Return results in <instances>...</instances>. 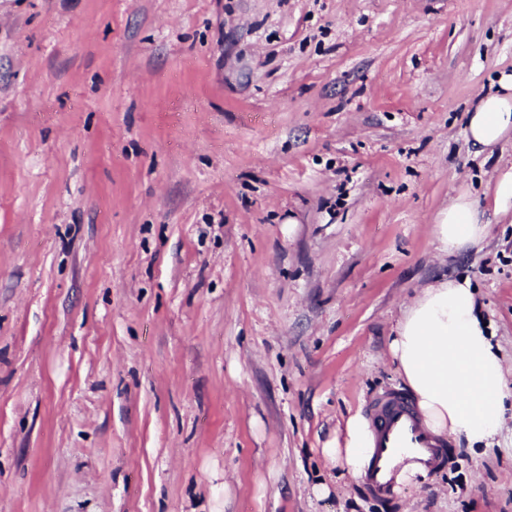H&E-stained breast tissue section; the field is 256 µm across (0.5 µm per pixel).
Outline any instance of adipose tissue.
Instances as JSON below:
<instances>
[{
  "mask_svg": "<svg viewBox=\"0 0 512 512\" xmlns=\"http://www.w3.org/2000/svg\"><path fill=\"white\" fill-rule=\"evenodd\" d=\"M498 83L496 91L480 95L465 128L468 142L487 154L512 134V74L502 75ZM433 234L440 251H456L479 245L488 225L477 201L463 192L440 211ZM390 352L430 433L452 434L471 447L495 436L501 412L512 403V387L477 314L469 279L443 278L424 286L398 319ZM371 443L368 422L356 414L325 454L344 460L358 477Z\"/></svg>",
  "mask_w": 512,
  "mask_h": 512,
  "instance_id": "obj_1",
  "label": "adipose tissue"
}]
</instances>
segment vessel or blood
I'll return each mask as SVG.
<instances>
[{
	"label": "vessel or blood",
	"instance_id": "obj_1",
	"mask_svg": "<svg viewBox=\"0 0 512 512\" xmlns=\"http://www.w3.org/2000/svg\"><path fill=\"white\" fill-rule=\"evenodd\" d=\"M373 447L363 473L369 492L380 499L393 497L405 467L429 471L446 458V443L423 427L413 404L391 392L367 404Z\"/></svg>",
	"mask_w": 512,
	"mask_h": 512
}]
</instances>
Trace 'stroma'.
I'll return each instance as SVG.
<instances>
[{
	"label": "stroma",
	"instance_id": "stroma-1",
	"mask_svg": "<svg viewBox=\"0 0 512 512\" xmlns=\"http://www.w3.org/2000/svg\"><path fill=\"white\" fill-rule=\"evenodd\" d=\"M504 73L512 0H0V512H512L508 411L387 500L323 453L433 279L512 370ZM494 92L480 95L468 112L465 128L467 141L477 147L476 155L487 153L512 134V73L502 75ZM492 202L495 213H512V165L496 170ZM488 226L478 202L469 192H463L450 198L448 206L440 211L433 234L437 248L448 254V250L478 246L487 236Z\"/></svg>",
	"mask_w": 512,
	"mask_h": 512
}]
</instances>
